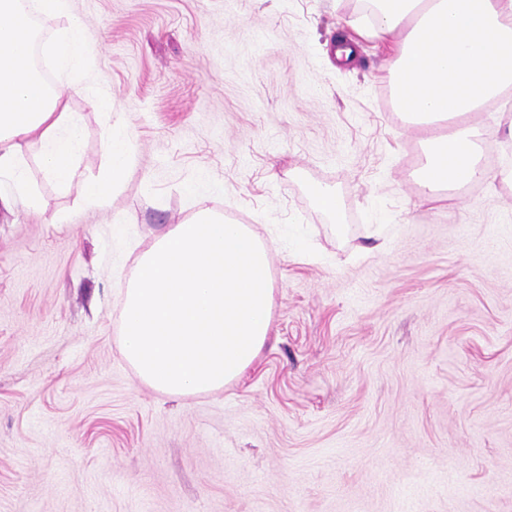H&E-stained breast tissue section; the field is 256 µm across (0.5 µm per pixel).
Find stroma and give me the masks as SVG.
<instances>
[{"label":"stroma","mask_w":512,"mask_h":512,"mask_svg":"<svg viewBox=\"0 0 512 512\" xmlns=\"http://www.w3.org/2000/svg\"><path fill=\"white\" fill-rule=\"evenodd\" d=\"M74 9L100 44L76 174L30 157L39 214L0 175V512H512V181L417 205L392 52L334 56L362 0ZM114 116L134 163L92 209ZM500 117H475L497 172ZM198 198L275 240L273 331L239 382L175 400L121 355V289Z\"/></svg>","instance_id":"35a3bbf8"}]
</instances>
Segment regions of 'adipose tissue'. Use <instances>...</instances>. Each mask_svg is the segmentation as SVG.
<instances>
[{"label":"adipose tissue","mask_w":512,"mask_h":512,"mask_svg":"<svg viewBox=\"0 0 512 512\" xmlns=\"http://www.w3.org/2000/svg\"><path fill=\"white\" fill-rule=\"evenodd\" d=\"M358 35L394 54V96L409 127L426 131L416 172L419 204L446 198L471 183L498 175L482 162L485 140L470 116L512 87V0H371ZM60 20L42 40L38 18ZM44 53L61 79L49 82L34 64ZM98 52L72 0H0V173H9L31 211L42 202L27 166L37 155L45 179L59 186L72 180L79 160L80 113L64 98L86 77ZM132 134L123 120L111 126L103 173L86 182L87 206L104 208L131 163Z\"/></svg>","instance_id":"adipose-tissue-1"}]
</instances>
